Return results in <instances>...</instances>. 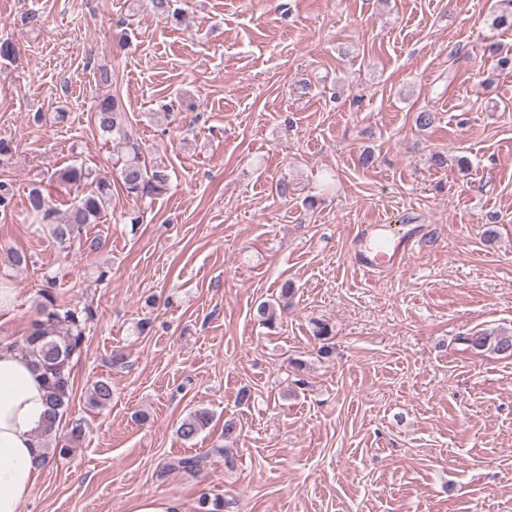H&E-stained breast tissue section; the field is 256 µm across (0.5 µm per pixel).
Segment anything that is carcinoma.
<instances>
[{
    "mask_svg": "<svg viewBox=\"0 0 512 512\" xmlns=\"http://www.w3.org/2000/svg\"><path fill=\"white\" fill-rule=\"evenodd\" d=\"M151 4L158 16L180 18V11L173 8V0H151ZM125 115L120 100L114 96L98 100L94 108L95 125L102 133L111 135L112 141L122 148L119 179L124 192L136 201L152 199L168 190L171 172L166 166L147 161L141 144L128 128ZM53 178L60 184L80 189L66 215H59L39 187L30 190L25 208L33 223L48 231L53 243L66 248L81 233L83 226L101 224L112 213V185L105 178L92 179V172L76 165L55 171ZM13 198V185L0 180L1 215L11 209ZM40 297L39 318L31 323L21 341L6 345L0 342V349L23 353L40 372L47 389L48 414L37 435L39 446L49 455H68L83 440V424L74 421L61 437L57 436V428L72 403V359L81 350L86 329L96 319L97 312L89 304L81 308L62 307L48 289L40 290ZM276 316L272 303L262 301L256 306L254 317L261 324L273 325ZM462 340L474 350L489 349L499 355L512 356V335L476 333L464 336ZM111 401L112 383L107 379L94 382L87 394V405L98 409ZM212 421L213 415L199 408L179 421L176 433L182 440L190 442L209 428ZM198 512H224V499L204 493L198 499Z\"/></svg>",
    "mask_w": 512,
    "mask_h": 512,
    "instance_id": "cac0c4a2",
    "label": "carcinoma"
}]
</instances>
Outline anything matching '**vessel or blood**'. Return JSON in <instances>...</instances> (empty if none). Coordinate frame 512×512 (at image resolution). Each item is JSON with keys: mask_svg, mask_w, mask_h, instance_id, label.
<instances>
[{"mask_svg": "<svg viewBox=\"0 0 512 512\" xmlns=\"http://www.w3.org/2000/svg\"><path fill=\"white\" fill-rule=\"evenodd\" d=\"M414 247L412 237L392 225L367 224L358 236L354 259L359 270L379 274L401 268Z\"/></svg>", "mask_w": 512, "mask_h": 512, "instance_id": "obj_1", "label": "vessel or blood"}]
</instances>
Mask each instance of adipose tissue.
I'll use <instances>...</instances> for the list:
<instances>
[{"mask_svg":"<svg viewBox=\"0 0 512 512\" xmlns=\"http://www.w3.org/2000/svg\"><path fill=\"white\" fill-rule=\"evenodd\" d=\"M46 412V390L31 361L0 351V512H22L46 466L36 439Z\"/></svg>","mask_w":512,"mask_h":512,"instance_id":"adipose-tissue-1","label":"adipose tissue"}]
</instances>
